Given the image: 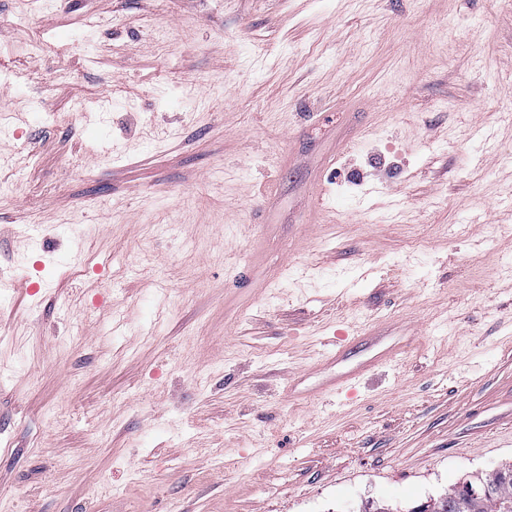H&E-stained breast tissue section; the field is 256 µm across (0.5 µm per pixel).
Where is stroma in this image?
<instances>
[{
    "mask_svg": "<svg viewBox=\"0 0 512 512\" xmlns=\"http://www.w3.org/2000/svg\"><path fill=\"white\" fill-rule=\"evenodd\" d=\"M0 71V512L512 465V0H0ZM380 340L381 336H366V342L369 345L372 347L378 346L371 356L356 362L347 369L336 372L322 384L316 385L308 391L311 394H320L327 391L342 392L376 367L394 361L398 351L394 350L393 347L379 346Z\"/></svg>",
    "mask_w": 512,
    "mask_h": 512,
    "instance_id": "stroma-1",
    "label": "stroma"
}]
</instances>
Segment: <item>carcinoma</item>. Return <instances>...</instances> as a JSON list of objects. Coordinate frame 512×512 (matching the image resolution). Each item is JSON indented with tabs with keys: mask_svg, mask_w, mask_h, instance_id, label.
<instances>
[{
	"mask_svg": "<svg viewBox=\"0 0 512 512\" xmlns=\"http://www.w3.org/2000/svg\"><path fill=\"white\" fill-rule=\"evenodd\" d=\"M414 512H512V465L466 480Z\"/></svg>",
	"mask_w": 512,
	"mask_h": 512,
	"instance_id": "cac0c4a2",
	"label": "carcinoma"
}]
</instances>
